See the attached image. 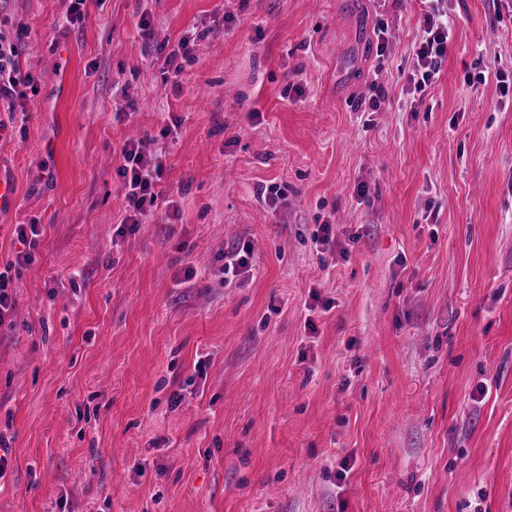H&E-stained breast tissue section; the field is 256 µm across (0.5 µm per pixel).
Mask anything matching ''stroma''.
Segmentation results:
<instances>
[{"mask_svg":"<svg viewBox=\"0 0 512 512\" xmlns=\"http://www.w3.org/2000/svg\"><path fill=\"white\" fill-rule=\"evenodd\" d=\"M446 6L416 94L421 0H0L38 83L0 110V268L44 227L0 512H512V0ZM129 140L167 169L124 234ZM440 1L442 0L421 1L428 2V10L424 12L422 36L415 47L413 69L409 75V81L416 92L424 91L435 79L452 36L448 13L441 12ZM251 257L252 249L246 244H243L241 247H237L235 250L227 252L224 251V265L222 273L226 275L232 271L234 276L237 275L239 273V269H243L248 266Z\"/></svg>","mask_w":512,"mask_h":512,"instance_id":"1","label":"stroma"}]
</instances>
